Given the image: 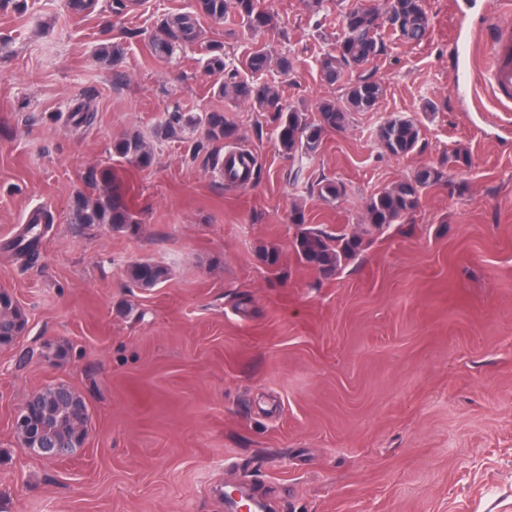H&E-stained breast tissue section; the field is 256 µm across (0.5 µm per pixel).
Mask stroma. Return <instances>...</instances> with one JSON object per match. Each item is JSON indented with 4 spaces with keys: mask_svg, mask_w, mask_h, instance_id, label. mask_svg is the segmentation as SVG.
Here are the masks:
<instances>
[{
    "mask_svg": "<svg viewBox=\"0 0 512 512\" xmlns=\"http://www.w3.org/2000/svg\"><path fill=\"white\" fill-rule=\"evenodd\" d=\"M383 3L258 0L264 29L200 25L227 64L265 49L258 82L315 120L345 93L320 71L344 12ZM191 5L0 11V291L28 318L0 348V512H224L239 481L274 512H512V111L487 81L490 30L512 18V0H423L418 44L382 28L365 68L380 103L300 161L280 150L270 113L213 96L220 77L199 46L150 55L161 21ZM112 44L114 66L97 56ZM81 101L96 118L77 128L68 115ZM175 110L224 113L238 133L225 149L256 160L250 181L193 156L202 128L164 135ZM393 115L421 128L409 155L378 140ZM133 134L154 148L148 168L112 152ZM424 166L444 177L418 208L366 231L370 197ZM92 168L112 170L136 229L73 222ZM325 178L345 187L335 203L318 195ZM40 209L53 224L29 264L7 244ZM296 210L308 227L365 231L364 250L319 276L294 253ZM271 246L274 270L261 258ZM137 260L167 266L168 281L133 286ZM59 382L89 406L88 441L64 459L25 453L14 412Z\"/></svg>",
    "mask_w": 512,
    "mask_h": 512,
    "instance_id": "1",
    "label": "stroma"
}]
</instances>
